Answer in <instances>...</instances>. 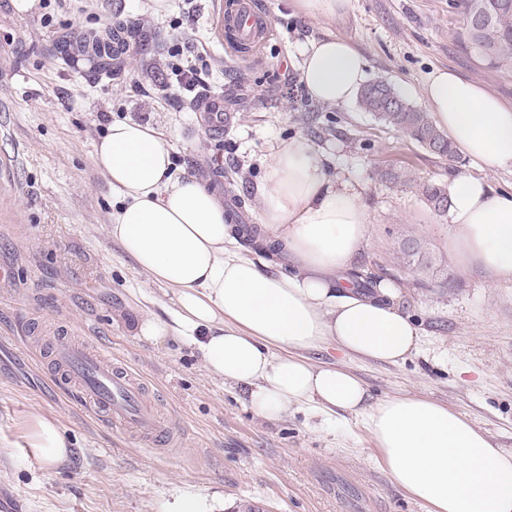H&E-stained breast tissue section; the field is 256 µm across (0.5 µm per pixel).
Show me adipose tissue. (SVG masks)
I'll return each mask as SVG.
<instances>
[{
    "instance_id": "obj_1",
    "label": "adipose tissue",
    "mask_w": 512,
    "mask_h": 512,
    "mask_svg": "<svg viewBox=\"0 0 512 512\" xmlns=\"http://www.w3.org/2000/svg\"><path fill=\"white\" fill-rule=\"evenodd\" d=\"M300 81L312 100L346 105L358 97L367 60L329 35L302 51ZM437 125L489 173L512 167V106L447 69L424 84ZM257 186L261 245L290 256L294 271L229 250L224 207L194 180L171 176L170 150L157 131L112 122L94 161L121 207L107 233L142 272L173 288L183 341L215 378L249 386V403L277 419L290 404L363 416L391 480L428 512H512V450L493 447L472 421L434 400L403 395L368 404L363 383L333 364L302 355L313 346L396 364L416 350L419 331L387 289L366 296L345 274L366 244L362 188L331 179L325 158L300 137L269 149ZM449 214L465 260L512 281V190L468 174L449 181ZM41 462L63 461L67 443L51 419L35 421L30 442Z\"/></svg>"
}]
</instances>
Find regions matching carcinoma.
I'll return each instance as SVG.
<instances>
[{"mask_svg":"<svg viewBox=\"0 0 512 512\" xmlns=\"http://www.w3.org/2000/svg\"><path fill=\"white\" fill-rule=\"evenodd\" d=\"M463 28L461 39L465 47L474 51L488 67L499 69L512 64V0H461ZM96 44V51L104 74H111L110 40ZM361 107L373 113L378 120L411 137L431 153L451 157L454 149L448 139L433 125L427 113L415 109L394 92L385 81H374L364 86L359 95ZM422 194L427 204L437 213L448 211V189L440 184L423 186ZM404 257L429 269L432 261L422 254L414 241L402 245Z\"/></svg>","mask_w":512,"mask_h":512,"instance_id":"carcinoma-1","label":"carcinoma"}]
</instances>
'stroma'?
<instances>
[{"mask_svg":"<svg viewBox=\"0 0 512 512\" xmlns=\"http://www.w3.org/2000/svg\"><path fill=\"white\" fill-rule=\"evenodd\" d=\"M273 32L255 55L231 59L213 37L210 0H38L17 14L0 0V512H172L185 495L208 512L247 501L262 512H428L395 485L362 417L292 407L259 416L243 387L212 377L198 354L168 337L138 334L143 310L172 321L177 306L105 231L118 204L95 166L96 144L116 120L162 133L172 172L201 182L231 223L259 229L256 186L269 146L302 137L326 156L330 176L361 183L367 245L354 270L372 290L391 286L399 311L420 331L407 359L387 364L313 349L342 366L371 401L413 394L447 405L512 449V282L461 261L448 215L423 185L452 173L477 175L462 153L445 158L379 121L359 103L312 101L299 81L300 49L334 34L366 57L368 80L388 82L428 111L422 88L450 69L512 106V65L490 69L459 38L457 0H350L333 17H312L298 0H261ZM136 16L130 45L111 75L75 46L106 24ZM191 60L204 82L176 83ZM224 99L229 120L212 131L199 106ZM416 240L433 270L402 259ZM58 336L90 342L143 382L146 398L184 436L166 453L112 428L66 400L52 377ZM53 418L68 459L27 458L36 417Z\"/></svg>","mask_w":512,"mask_h":512,"instance_id":"35a3bbf8","label":"stroma"}]
</instances>
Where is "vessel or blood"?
<instances>
[{
    "instance_id": "1",
    "label": "vessel or blood",
    "mask_w": 512,
    "mask_h": 512,
    "mask_svg": "<svg viewBox=\"0 0 512 512\" xmlns=\"http://www.w3.org/2000/svg\"><path fill=\"white\" fill-rule=\"evenodd\" d=\"M272 29L269 13L256 0H221L216 31L237 53L261 47ZM54 379L65 393L75 394L95 418L134 433L153 446L166 448L173 433L144 397L143 386L123 367L106 362L98 349L61 339L53 349Z\"/></svg>"
}]
</instances>
